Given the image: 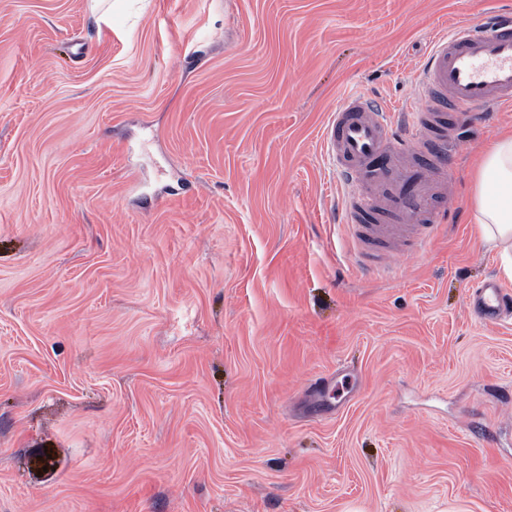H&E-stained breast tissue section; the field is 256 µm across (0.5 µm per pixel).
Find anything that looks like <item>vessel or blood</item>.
<instances>
[{
	"label": "vessel or blood",
	"instance_id": "obj_1",
	"mask_svg": "<svg viewBox=\"0 0 512 512\" xmlns=\"http://www.w3.org/2000/svg\"><path fill=\"white\" fill-rule=\"evenodd\" d=\"M421 75L424 102L406 111L405 124H397L388 108L353 95L322 134L352 191L345 206L352 237L374 267L425 248L441 229L436 203L447 193L445 122L512 105V17L493 12L438 38ZM472 303L492 320L512 307V297L490 280L476 289Z\"/></svg>",
	"mask_w": 512,
	"mask_h": 512
}]
</instances>
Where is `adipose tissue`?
<instances>
[{
	"mask_svg": "<svg viewBox=\"0 0 512 512\" xmlns=\"http://www.w3.org/2000/svg\"><path fill=\"white\" fill-rule=\"evenodd\" d=\"M473 218L512 280V132L499 136L484 154L474 186Z\"/></svg>",
	"mask_w": 512,
	"mask_h": 512,
	"instance_id": "adipose-tissue-1",
	"label": "adipose tissue"
}]
</instances>
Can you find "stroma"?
<instances>
[{
  "label": "stroma",
  "mask_w": 512,
  "mask_h": 512,
  "mask_svg": "<svg viewBox=\"0 0 512 512\" xmlns=\"http://www.w3.org/2000/svg\"><path fill=\"white\" fill-rule=\"evenodd\" d=\"M512 0H0V512H512V308L473 221L360 264L321 141ZM512 296V280L500 279ZM472 303L486 318L493 320L501 310L509 308L510 298L498 283L490 280L476 289Z\"/></svg>",
  "instance_id": "35a3bbf8"
}]
</instances>
